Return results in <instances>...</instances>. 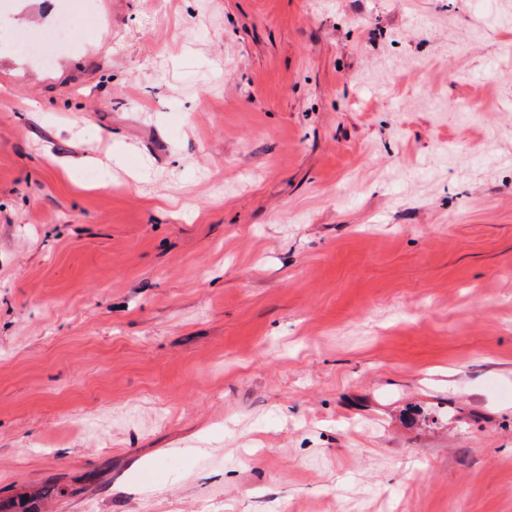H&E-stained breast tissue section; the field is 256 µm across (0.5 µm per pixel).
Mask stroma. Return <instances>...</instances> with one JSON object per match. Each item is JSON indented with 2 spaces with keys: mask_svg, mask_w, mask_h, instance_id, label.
<instances>
[{
  "mask_svg": "<svg viewBox=\"0 0 512 512\" xmlns=\"http://www.w3.org/2000/svg\"><path fill=\"white\" fill-rule=\"evenodd\" d=\"M70 41L0 49V503L512 512V0H94Z\"/></svg>",
  "mask_w": 512,
  "mask_h": 512,
  "instance_id": "35a3bbf8",
  "label": "stroma"
}]
</instances>
